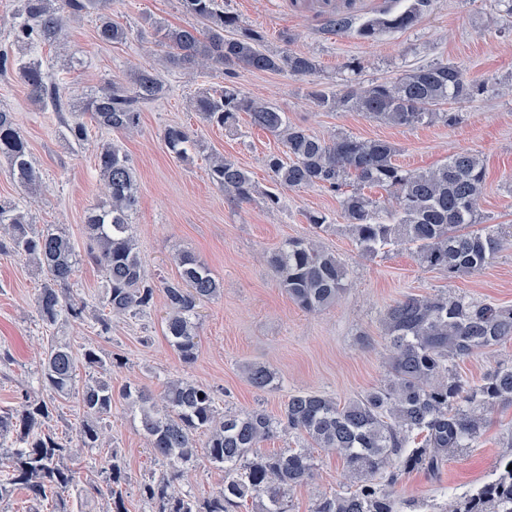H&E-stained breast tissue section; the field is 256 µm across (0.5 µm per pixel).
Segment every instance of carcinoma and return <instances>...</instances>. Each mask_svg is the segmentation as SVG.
Returning a JSON list of instances; mask_svg holds the SVG:
<instances>
[{"instance_id":"cac0c4a2","label":"carcinoma","mask_w":512,"mask_h":512,"mask_svg":"<svg viewBox=\"0 0 512 512\" xmlns=\"http://www.w3.org/2000/svg\"><path fill=\"white\" fill-rule=\"evenodd\" d=\"M12 14L13 43L23 52L60 40L65 25L93 15L99 38L121 44L129 31L102 11L107 0H18ZM197 24L156 26L157 45L173 67L224 69V86L200 93L194 108L208 124L232 127L239 114L251 124L282 139L284 151L271 154L266 165L276 191L267 204L278 208L282 188L318 186L339 195L342 217L362 254L378 255L389 246H404L420 265L450 280L480 272L494 255L512 245V227L485 224L480 202L486 189V167L471 151L449 157L440 166L417 171L396 163V147L385 140H362L344 134L325 139L292 124L274 104L244 92L234 80L238 67L307 77L317 72L315 57L266 48L264 30L245 27L238 15L220 8L218 0H181ZM431 0H413L407 9L386 11L357 26L349 12L328 14L325 28L356 34L370 41L386 29L415 27ZM15 75L38 107L66 111L58 85L42 62L0 52V76ZM166 88L154 68L134 72L132 87L114 81L92 96L86 111L96 126L130 132L140 124L141 106L162 98ZM487 88L469 79L460 66L446 60L419 65L390 81L366 86L346 85L310 95L326 112H360L394 126L413 127L441 120L457 122L455 112L441 107L471 100ZM167 149L180 160L190 159L196 141L181 126L164 129ZM0 156L15 181L30 192L42 183L14 113L0 108ZM101 179L110 189L109 204L89 212L87 237L78 247L53 225L34 231L27 213L0 200V255L32 260L45 274L34 297L48 330L62 320L79 319L87 303L72 295L81 263L102 269L105 290L95 317L99 332L112 330V317H137L151 309L157 292L166 304L164 335L185 363L196 360L201 305L221 292L219 281L205 263L189 252L176 257L178 275L156 282L146 274L129 224L138 200L136 171L126 154L111 143L97 147ZM214 183L239 202L254 191L251 177L236 162L217 157L210 167ZM357 188L345 191L347 180ZM376 187L393 195L396 209H385L361 189ZM481 228H475V225ZM279 287L299 308L313 313L334 304L346 292L348 272L335 254L313 238H290L268 255ZM380 324L390 347L383 384L343 403L318 391L288 395L278 416L262 409L219 413L213 392L187 379L167 382L155 395L145 387L128 386L121 397L146 438L154 457L166 469L141 484L153 512H236L246 498L256 499L259 512H287L286 495L308 480L315 469L314 450L333 451L354 478L353 487L318 496L311 512H396L397 502L386 485L400 475L420 471L440 474L446 460L473 447L483 434L484 412L512 406V361L497 364L470 385L456 366L474 355L512 339V306L480 304L462 294L407 295L389 306ZM93 345L80 354L67 345L48 342L38 386L20 390L15 409L0 412V502L24 489L35 502H51L52 512H75L73 496L108 498L109 512H127L121 484L125 473L117 462L102 481L77 488L68 466L83 450L105 445L106 420L112 414V386L103 379L78 383V364L107 370L112 361ZM250 384L259 391L274 386L269 367L248 365ZM73 396L82 409L76 441H63L50 422L55 402ZM277 434L299 440L298 448L266 454L261 443ZM224 470V488L199 501L172 490L174 480L198 458ZM512 453L501 456L492 477L457 497L448 512H512ZM386 477V484L375 479Z\"/></svg>"}]
</instances>
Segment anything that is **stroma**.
Returning a JSON list of instances; mask_svg holds the SVG:
<instances>
[{
  "label": "stroma",
  "mask_w": 512,
  "mask_h": 512,
  "mask_svg": "<svg viewBox=\"0 0 512 512\" xmlns=\"http://www.w3.org/2000/svg\"><path fill=\"white\" fill-rule=\"evenodd\" d=\"M412 0H224L242 24L267 31V46L312 55L319 70L308 77L242 69L237 83L244 91L287 112L292 123L320 136L347 133L361 139H383L397 149L396 161L413 170L444 163L461 150L479 154L487 170V187L480 205L497 224H512V17L492 0H432L420 23L405 31H388L372 41L324 29L331 10L350 12L360 20L386 10L400 12ZM112 19L129 29L125 44L99 40L97 22L88 16L69 22L58 43L42 47L40 57L59 82L70 105L68 120L83 118L86 98L108 83L130 85L139 65L153 66L169 88L161 100L143 106L140 124L131 132L90 128L89 139L75 145L64 138L56 112L31 103L16 78L0 77V107L14 112L32 159L42 174L43 189L30 197L0 159V199L25 204L31 224H53L75 243L86 237L88 208L108 201L95 168L99 143L121 147L133 164L139 201L130 216L132 234L144 268L153 279L175 278L174 258L182 251L204 261L220 281V296L200 309L198 356L183 363L163 331V296L150 312L136 318H116L110 333L96 331L94 303L103 291L102 272L80 264L74 280L76 297L89 306L83 319L60 322L46 331L34 305L44 283L31 262L0 256V345L14 361L0 377V410L15 407L24 385H36L39 357L48 336L73 349L95 345L103 355H120L105 376L114 399L107 447L86 451L72 461L79 483L101 481L110 455H117L126 473L122 487L129 512H151L139 487L161 465L150 454L139 423L120 393L142 386L161 393L170 380L186 378L213 389L218 409H264L279 415L290 393L320 391L343 402L379 386L385 377L387 341L380 326L384 310L409 294L440 291L462 293L479 303L512 306V248L501 251L476 275L448 281L424 268L409 250L397 247L374 257L361 255L345 230L336 194L319 187L282 189V204L271 208L265 194L273 185L266 158L284 150L280 138L252 127L240 117L229 130L203 122L191 106L199 91L222 86L221 71L169 68L155 50L154 26L191 24L180 0H110ZM359 59L358 72L346 70ZM447 59L469 76L492 87L490 96L457 104L459 124L442 122L415 127L385 124L357 112H326L313 102L312 89L333 92L352 82L399 77L413 67ZM181 125L199 143L191 161L177 160L163 141V131ZM234 160L250 175L255 193L240 203L224 193L209 176L213 156ZM320 211L330 227L314 233L306 216ZM316 237L336 253L349 270L350 287L333 306L317 313L300 310L278 287L265 261L267 252L295 237ZM262 363L275 370L279 383L266 392L249 383L247 367ZM487 428L466 454L446 461L438 478L418 472L401 477L392 492L400 505L416 504L423 512H443L450 501L491 477L496 460L512 452V406L487 414ZM311 481L287 495L288 512H310L318 495L350 487L342 459L316 450ZM224 485V471L198 460L179 481L181 493L203 500Z\"/></svg>",
  "instance_id": "35a3bbf8"
}]
</instances>
